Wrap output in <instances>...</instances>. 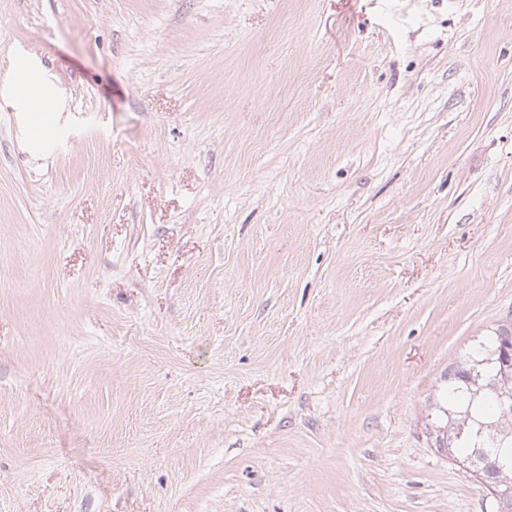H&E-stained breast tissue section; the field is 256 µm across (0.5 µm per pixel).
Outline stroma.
<instances>
[{
	"label": "stroma",
	"mask_w": 512,
	"mask_h": 512,
	"mask_svg": "<svg viewBox=\"0 0 512 512\" xmlns=\"http://www.w3.org/2000/svg\"><path fill=\"white\" fill-rule=\"evenodd\" d=\"M0 512H494L428 396L512 314V0H0ZM30 96L27 99L32 112L41 113L46 118L54 112V102L51 95L43 88L40 77L35 72L30 73Z\"/></svg>",
	"instance_id": "35a3bbf8"
}]
</instances>
